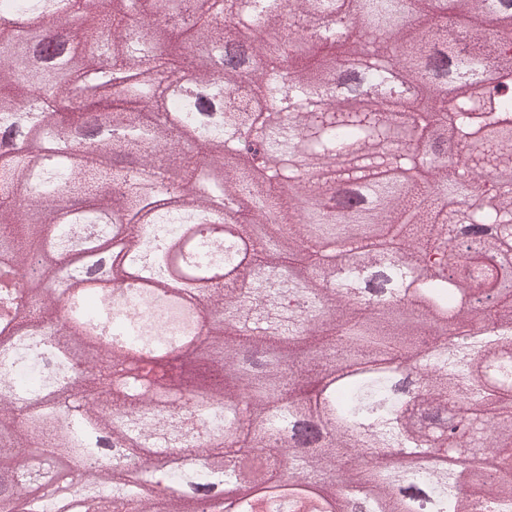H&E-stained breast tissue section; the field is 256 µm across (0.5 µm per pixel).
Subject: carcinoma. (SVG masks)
<instances>
[{"mask_svg": "<svg viewBox=\"0 0 512 512\" xmlns=\"http://www.w3.org/2000/svg\"><path fill=\"white\" fill-rule=\"evenodd\" d=\"M450 3L467 21L456 32ZM336 13L345 23L323 33L327 45L359 59L379 102L329 101L336 73L312 62L308 36ZM403 14L413 23L396 24ZM501 18L512 19V0H0V131L12 133L0 137V229L25 239L0 234L11 256L0 270L32 266L25 322H0V431L21 427L0 436V476L19 487L11 463L25 447L42 481L36 501L0 490L9 512H194L184 480L313 498L327 512H353L355 497L365 512H512V437L494 435L512 424V266L496 263L512 251V189L484 179L512 169V91L485 84L512 68V35L484 36ZM57 27L73 30L83 63L29 64L34 38ZM241 48L242 62L263 61L247 84L197 64L203 50ZM395 63L430 93L453 82L458 97L432 95L424 110L401 101L387 77ZM77 95L115 111L100 116L112 136L76 157L61 131L82 130ZM430 125L453 126L467 165L448 167L434 138L428 179L378 183L407 163L389 149L391 128ZM172 155L184 162L176 174ZM285 181L294 194L281 193ZM366 184L383 205L363 228L339 215L333 190ZM20 186L40 200L31 216ZM455 189L467 208L448 206ZM216 197L235 210L238 237H186L189 224L225 223ZM302 198L325 204L303 215ZM471 222L490 234L458 231ZM255 224L271 233L258 240ZM328 241L362 265L336 264ZM100 250L112 251V276L139 272L137 291L117 300L86 272ZM202 334L208 371L168 375L165 358ZM134 356L155 359L159 380L120 369ZM403 366L421 368L407 393L393 385ZM20 370L37 386L17 388ZM417 414L462 416L468 431H430ZM314 417L324 435L282 461L280 442ZM109 431L122 460L101 455ZM173 448L182 463L167 459ZM62 467L82 497L54 495Z\"/></svg>", "mask_w": 512, "mask_h": 512, "instance_id": "1", "label": "carcinoma"}]
</instances>
